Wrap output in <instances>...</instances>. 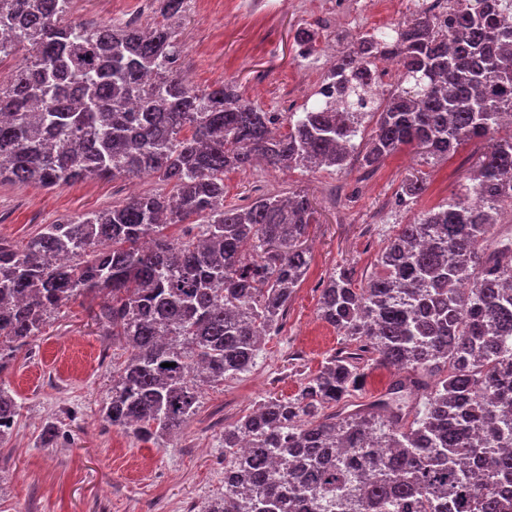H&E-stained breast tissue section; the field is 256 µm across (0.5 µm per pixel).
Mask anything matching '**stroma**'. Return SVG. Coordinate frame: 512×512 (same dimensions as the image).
I'll list each match as a JSON object with an SVG mask.
<instances>
[{"instance_id":"1","label":"stroma","mask_w":512,"mask_h":512,"mask_svg":"<svg viewBox=\"0 0 512 512\" xmlns=\"http://www.w3.org/2000/svg\"><path fill=\"white\" fill-rule=\"evenodd\" d=\"M136 2L73 0L71 17L118 23ZM327 2L187 0L178 28L183 70L201 87L234 81L244 98L267 111H302L316 102L326 68L322 52L298 56V29L318 30L324 45L349 31H370L380 20L402 21L412 5L401 0L393 14L382 7L366 10L364 0H345L342 15L328 20ZM485 149L470 143L437 160L407 147L371 170L355 156L343 171L226 172V203L302 190L315 208L310 266L279 332L265 338L250 371L205 385L201 407L183 432L157 444L101 420L112 366L126 353L91 319L86 299L69 301L42 336L18 352L4 376L21 409L16 428L0 442V512H197L207 499L223 494L225 426L263 398L294 397L303 378L317 373L344 341L318 313L328 275L345 267L367 282L388 238L417 211L454 196ZM411 174L422 177L426 190L417 203L404 206L398 192ZM132 187L141 194L169 190L154 176L86 179L52 188L1 182L0 237L24 244L42 225L122 202ZM49 421L60 434L46 445L41 435Z\"/></svg>"}]
</instances>
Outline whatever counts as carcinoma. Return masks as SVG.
<instances>
[{
    "mask_svg": "<svg viewBox=\"0 0 512 512\" xmlns=\"http://www.w3.org/2000/svg\"><path fill=\"white\" fill-rule=\"evenodd\" d=\"M158 2L167 23L146 30L73 20L72 0H0L12 52L32 49L0 83V181L147 173L171 186L44 224L21 247L0 238V375L70 300L97 299L96 323L128 345L103 421L143 441L176 437L203 385L256 364L310 264V198L226 205L224 172L342 171L357 139L366 167L403 147L447 159L484 140L459 194L400 225L366 284L331 273L319 316L347 343L294 397L224 428L228 488L200 512H507L512 233L493 232L512 203V0H455L444 19L420 5L356 35L301 112H268L229 80L188 83L171 24L185 0ZM316 36L297 31L300 56ZM382 57L399 75L381 99ZM424 191L413 176L399 201ZM178 224L200 231L168 235ZM379 365L403 376L348 410ZM19 410L0 381V442Z\"/></svg>",
    "mask_w": 512,
    "mask_h": 512,
    "instance_id": "cac0c4a2",
    "label": "carcinoma"
}]
</instances>
